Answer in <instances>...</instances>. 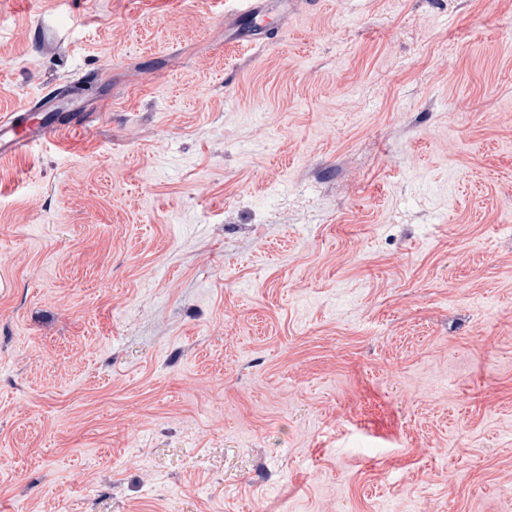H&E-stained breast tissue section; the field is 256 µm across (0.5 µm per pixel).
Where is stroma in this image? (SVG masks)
Returning <instances> with one entry per match:
<instances>
[{"mask_svg": "<svg viewBox=\"0 0 512 512\" xmlns=\"http://www.w3.org/2000/svg\"><path fill=\"white\" fill-rule=\"evenodd\" d=\"M0 0V512H512V0ZM224 14V29L229 32L227 40L241 47H265L273 43L256 24L267 12L265 2L269 0H230ZM245 22L251 23L246 26ZM31 110L24 108L11 111L0 120V158H12L26 153L38 142L47 140L60 132L54 124L34 125L30 122Z\"/></svg>", "mask_w": 512, "mask_h": 512, "instance_id": "stroma-1", "label": "stroma"}]
</instances>
